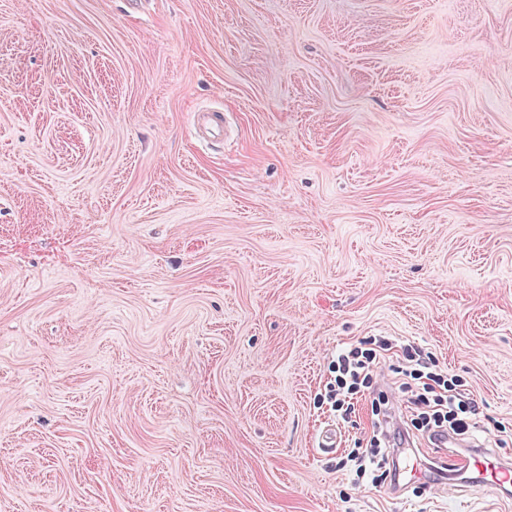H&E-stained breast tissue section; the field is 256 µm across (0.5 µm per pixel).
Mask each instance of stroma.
<instances>
[{
	"instance_id": "35a3bbf8",
	"label": "stroma",
	"mask_w": 512,
	"mask_h": 512,
	"mask_svg": "<svg viewBox=\"0 0 512 512\" xmlns=\"http://www.w3.org/2000/svg\"><path fill=\"white\" fill-rule=\"evenodd\" d=\"M141 2L0 0V512H512L317 402L413 341L512 455V0ZM197 125L199 128V138H215L224 132V125H226V114L219 109H213L206 112H198ZM225 116V117H224ZM372 427L373 436L370 448H361L360 446L353 448L348 456L357 476L358 487L361 483H371L373 487H377L386 478L388 455L385 453V448H380V445L381 440L386 439L387 436L381 428L379 419L372 421ZM379 472L381 474H378ZM397 465L399 473L407 483L441 484L435 481V470L431 464L418 457L416 451L412 448L409 453L403 451L397 455Z\"/></svg>"
}]
</instances>
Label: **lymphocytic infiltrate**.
<instances>
[{"label":"lymphocytic infiltrate","instance_id":"obj_1","mask_svg":"<svg viewBox=\"0 0 512 512\" xmlns=\"http://www.w3.org/2000/svg\"><path fill=\"white\" fill-rule=\"evenodd\" d=\"M393 350L401 360L400 369L406 378L404 390L414 406L411 427L431 440L445 433L472 436L478 425L479 405L468 388L436 364L422 346L411 342L397 346L384 336L374 337L371 347H351L338 354L336 376L327 386L322 404L335 412L337 420L349 421L355 411V396L373 385L379 364ZM387 404L382 396L373 400L371 412L377 420L372 424L371 445L352 449L349 454L359 483L375 486L383 480L388 456L381 446L379 417L386 414Z\"/></svg>","mask_w":512,"mask_h":512}]
</instances>
